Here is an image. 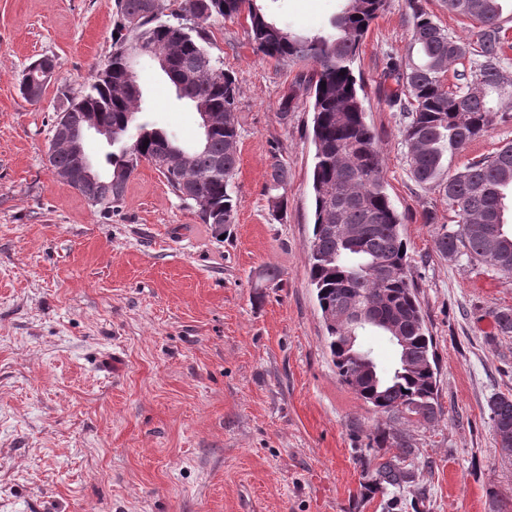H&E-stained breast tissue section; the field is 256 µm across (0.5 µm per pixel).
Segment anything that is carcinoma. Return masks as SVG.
Returning <instances> with one entry per match:
<instances>
[{"mask_svg":"<svg viewBox=\"0 0 512 512\" xmlns=\"http://www.w3.org/2000/svg\"><path fill=\"white\" fill-rule=\"evenodd\" d=\"M334 20V33L302 37L277 24L262 0H181L180 21L167 19L171 0H115L117 37L112 56L91 78L79 97L61 98L56 118L72 130L82 128L91 113L99 114L112 129V151L105 156L112 180L102 178L83 185L80 193L90 201L112 197L120 203L137 165L135 155L152 163L174 193L181 183H192L208 200L209 208L197 210L201 221L234 223L237 202L231 192L238 157L237 86L235 77L217 66L209 51L206 27L219 19L245 16L255 49L277 63L310 62L311 72L298 85L313 92L312 170L314 224L308 267L326 343L341 382L356 371L358 361L343 349L350 326L338 314L352 304L375 305L377 323L368 327L386 336L385 323L397 322L406 346L393 366L378 374V383L358 380L348 384L358 399L387 418L368 435L378 448L395 453L373 463L361 454L357 462L371 476L361 489L366 499L379 495L382 512H396L404 494L425 502L418 487L411 435L389 424L404 419L429 425L442 415L438 403L437 361L433 339L426 327L416 288L408 273L401 218L386 193L383 154L375 131L365 120L353 65L371 23L385 0H357ZM448 11L475 22L472 45L448 34L429 15L414 11L412 40L417 55L394 62L385 78L394 80L389 94L399 105L408 146L406 165L411 178L423 188H437L448 197L455 224L437 234L435 248L450 259L465 256L486 263L512 278V142L497 151L467 160L453 173L442 171L447 154L462 152L481 138L499 111L491 97L512 106V72L507 66V38L501 0H445ZM163 56L160 67L178 99L194 112L204 106L224 113V126L215 129L207 148L199 151L191 167L170 169L169 155L187 147L165 130L142 119L141 89L120 86L128 57L141 50ZM455 82L447 86L450 66ZM55 61L41 57L31 62L20 80V93L29 100L42 96L46 83L40 75L53 71ZM192 74L184 84L176 76ZM288 167L271 165L269 189L286 190ZM361 228L359 243L349 239L350 229ZM498 332L512 337V308L495 313ZM493 436L502 452L512 457V395L497 393L487 403ZM492 512H512V497L488 490Z\"/></svg>","mask_w":512,"mask_h":512,"instance_id":"carcinoma-1","label":"carcinoma"}]
</instances>
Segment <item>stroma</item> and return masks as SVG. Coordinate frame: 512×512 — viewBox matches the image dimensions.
Listing matches in <instances>:
<instances>
[{
    "label": "stroma",
    "instance_id": "1",
    "mask_svg": "<svg viewBox=\"0 0 512 512\" xmlns=\"http://www.w3.org/2000/svg\"><path fill=\"white\" fill-rule=\"evenodd\" d=\"M414 1L468 38L471 20L443 0H387L354 74L439 366L441 419L409 428L419 512H491L488 489L512 495L487 409L512 394V338H487L512 281L436 251L454 214L407 171L383 72L412 49ZM269 7L311 36L331 32L343 0ZM114 15L115 0H0V512H382L361 498L356 460L379 416L340 382L308 274L313 113L296 86L307 65L257 55L243 18L211 25V52L239 88L234 223L213 235L145 161L106 212L46 153L62 91L80 94L112 53ZM43 55L57 67L31 102L19 80ZM137 76L145 120L194 145L196 115L149 58ZM508 141L512 118L444 168ZM277 161L289 172L278 219L265 191ZM115 353L116 373L101 372Z\"/></svg>",
    "mask_w": 512,
    "mask_h": 512
}]
</instances>
